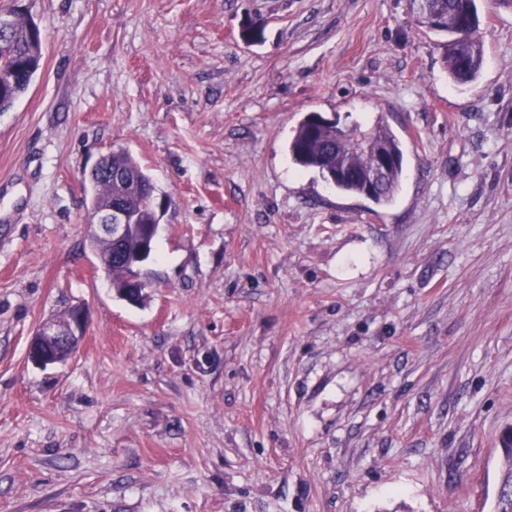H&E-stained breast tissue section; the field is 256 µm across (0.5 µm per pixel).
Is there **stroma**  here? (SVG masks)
Returning a JSON list of instances; mask_svg holds the SVG:
<instances>
[{"label":"stroma","instance_id":"35a3bbf8","mask_svg":"<svg viewBox=\"0 0 512 512\" xmlns=\"http://www.w3.org/2000/svg\"><path fill=\"white\" fill-rule=\"evenodd\" d=\"M456 85L409 0H0L42 28L0 112V512H494L512 425V9ZM400 138L386 207L288 153ZM127 149L167 205L138 303L90 247ZM86 311L77 351L28 357ZM85 311L81 307L71 310L67 321L50 319L41 323L34 331L29 358L41 366L65 362L63 352L77 349L84 334Z\"/></svg>","mask_w":512,"mask_h":512}]
</instances>
